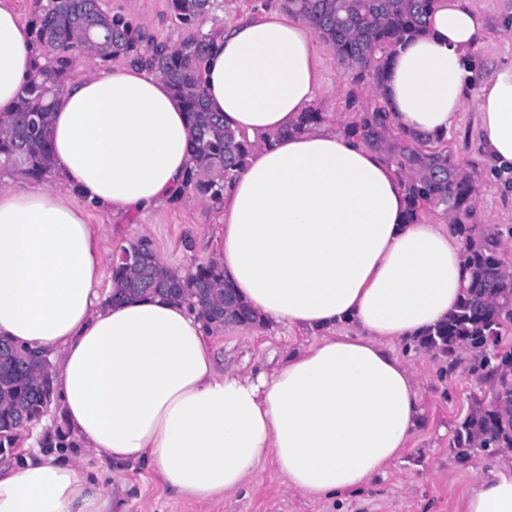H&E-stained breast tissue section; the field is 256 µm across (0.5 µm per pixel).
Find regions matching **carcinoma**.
I'll return each mask as SVG.
<instances>
[{"instance_id": "1", "label": "carcinoma", "mask_w": 512, "mask_h": 512, "mask_svg": "<svg viewBox=\"0 0 512 512\" xmlns=\"http://www.w3.org/2000/svg\"><path fill=\"white\" fill-rule=\"evenodd\" d=\"M439 0H284L288 11L312 26L332 50L337 66L352 85L346 110L336 129L365 147L382 152L404 178L409 218L423 219V207L439 210L462 238L469 271L468 286L456 310L426 334L425 344L452 354L462 344L492 333L502 336L512 325V273L502 259L500 235L476 233L473 173L453 160L443 142L432 144L420 135L397 130L381 93L390 52L402 41L425 32ZM170 9L190 26L210 7V0H170ZM36 50L47 65L38 68L11 112L0 113V164L18 168L27 177L42 180L52 173L50 125L55 98L80 48L103 62L134 51L124 18L102 8L100 0H49L32 21ZM205 43L190 37L177 48H155L138 54L135 62L158 71L188 113L192 166L190 189L203 198H216L246 163L253 143L224 124L212 111L200 89V62ZM368 85L374 94L364 97L357 87ZM329 122L325 113L310 108L296 129L306 131ZM110 302H124L162 294L196 309L208 323L224 321V290L230 288L215 261L195 266L180 277L158 258L146 265L118 261L111 269ZM30 350L0 339V448L13 444L23 421L42 418L48 390L41 362ZM492 392L498 407L480 408L454 431L459 457L484 446L512 448V376L498 377Z\"/></svg>"}]
</instances>
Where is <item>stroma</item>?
<instances>
[{
	"instance_id": "obj_1",
	"label": "stroma",
	"mask_w": 512,
	"mask_h": 512,
	"mask_svg": "<svg viewBox=\"0 0 512 512\" xmlns=\"http://www.w3.org/2000/svg\"><path fill=\"white\" fill-rule=\"evenodd\" d=\"M484 24V45L476 58L478 75L512 64V37L501 31L504 19L512 20V0H472ZM281 0H212L211 7L185 28L173 15L169 0H102L105 10L123 15L139 35L138 50L147 52L156 44H178L187 35L209 38L224 28L256 15L259 9L280 7ZM323 92L316 108L330 117L342 115L349 89L336 59L327 46H320ZM475 110L462 116L460 127L447 139L450 153L472 170L476 178L474 223L500 224L508 234L503 244L512 253V181L493 176L479 148L474 127ZM221 214L196 195L159 209L148 217L130 214L114 217L94 212L90 223L110 229L109 247L133 240L136 226L160 258L185 267L215 258ZM219 356L263 363L282 357L308 344L304 334L284 327H268L259 332H241L227 327L212 336ZM396 352L410 360L422 380L424 415L408 449L391 462L385 476L359 492L336 499L312 500L288 492L273 462H265L252 477L247 490L225 495L206 503L188 502L164 491L152 474L138 463L114 466L107 460L90 459L88 465L99 474L98 484L113 492L110 512H459L462 497L473 485L478 465H492L495 457L476 452L469 461H460L452 444L455 427L488 396L489 387L474 372L471 354L447 355L425 348L421 342L399 344Z\"/></svg>"
}]
</instances>
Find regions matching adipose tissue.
I'll return each mask as SVG.
<instances>
[{
  "instance_id": "1",
  "label": "adipose tissue",
  "mask_w": 512,
  "mask_h": 512,
  "mask_svg": "<svg viewBox=\"0 0 512 512\" xmlns=\"http://www.w3.org/2000/svg\"><path fill=\"white\" fill-rule=\"evenodd\" d=\"M483 22L472 0H440L424 35L397 46L383 93L395 126L447 138L476 108L490 165L512 169V65L482 82ZM40 60L34 34L0 0V112ZM201 85L225 124L256 145L218 207L225 280L262 323L313 341L277 367L225 370L211 327L161 295L111 304L105 241L88 210L148 216L186 197L187 116L141 65L66 83L52 114L62 186L0 182V336L55 357L54 396L85 450L140 462L197 503L239 491L273 461L289 492L358 491L407 447L422 414L395 343L454 311L469 274L448 222L406 220L395 167L321 125L296 131L323 88L309 24L283 9L209 41ZM82 462L62 453L0 465V512H109ZM461 512H512V451L479 471Z\"/></svg>"
}]
</instances>
